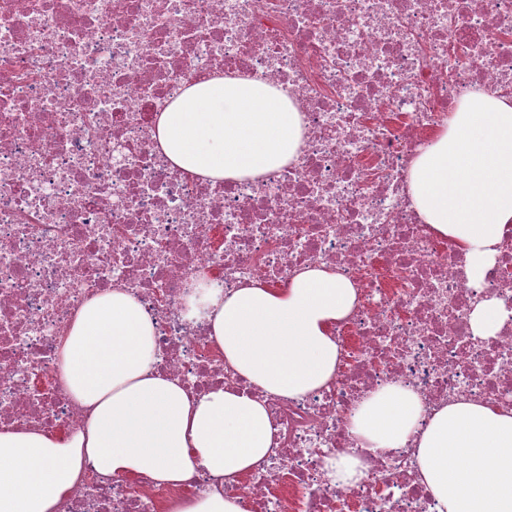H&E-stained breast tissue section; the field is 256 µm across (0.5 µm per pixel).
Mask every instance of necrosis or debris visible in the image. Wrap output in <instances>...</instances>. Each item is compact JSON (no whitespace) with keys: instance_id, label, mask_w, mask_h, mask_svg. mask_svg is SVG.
<instances>
[{"instance_id":"1","label":"necrosis or debris","mask_w":512,"mask_h":512,"mask_svg":"<svg viewBox=\"0 0 512 512\" xmlns=\"http://www.w3.org/2000/svg\"><path fill=\"white\" fill-rule=\"evenodd\" d=\"M512 0H0V429L71 433L85 410L59 353L78 309L121 285L155 319L158 371L201 396L253 393L224 365L192 282L285 285L305 266L347 276L359 302L336 330L335 379L266 397L269 464L224 493L249 512H437L413 443L362 447V403L388 385L432 409L512 406V230L480 284L407 194L414 159L464 97L512 95ZM249 76L303 116L296 161L259 181L190 179L159 154L155 118L182 89ZM481 299L504 301L474 335ZM367 476L334 485L329 459ZM215 478L85 469L61 512H181ZM506 315L503 305L495 300H480L471 313V325L475 336H493Z\"/></svg>"}]
</instances>
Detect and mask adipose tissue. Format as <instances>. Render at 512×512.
I'll return each mask as SVG.
<instances>
[{"instance_id":"ef3b65f1","label":"adipose tissue","mask_w":512,"mask_h":512,"mask_svg":"<svg viewBox=\"0 0 512 512\" xmlns=\"http://www.w3.org/2000/svg\"><path fill=\"white\" fill-rule=\"evenodd\" d=\"M300 112L247 77L188 86L156 122L160 153L192 176L257 179L298 155ZM407 192L435 234L455 240L478 282L512 226V99L476 91L413 161ZM358 302L352 282L315 265L286 286L249 280L190 295L204 306L224 362L262 393L297 399L336 376V327ZM155 324L124 288L94 297L60 344L64 385L88 411L83 429L0 431V512H58L85 466L106 477L177 484L196 472L232 484L267 464L277 434L263 401L232 389L200 397L160 374ZM421 399L390 386L353 426L364 447L414 441L420 480L439 512H512V409L454 399L419 426Z\"/></svg>"}]
</instances>
